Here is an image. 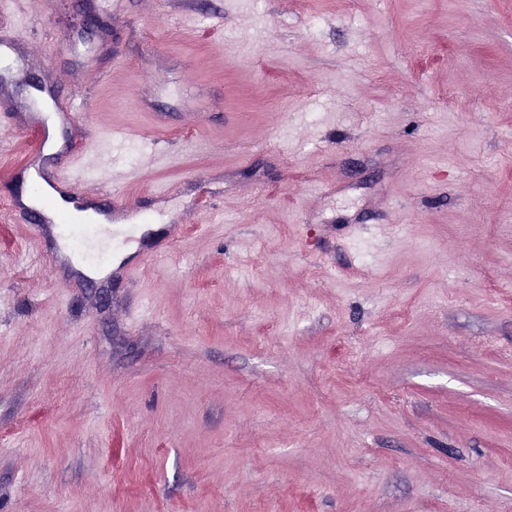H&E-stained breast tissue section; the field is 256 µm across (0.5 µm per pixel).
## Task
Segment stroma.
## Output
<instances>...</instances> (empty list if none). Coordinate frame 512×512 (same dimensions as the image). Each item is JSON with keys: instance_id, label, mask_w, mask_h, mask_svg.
Listing matches in <instances>:
<instances>
[{"instance_id": "stroma-1", "label": "stroma", "mask_w": 512, "mask_h": 512, "mask_svg": "<svg viewBox=\"0 0 512 512\" xmlns=\"http://www.w3.org/2000/svg\"><path fill=\"white\" fill-rule=\"evenodd\" d=\"M64 3L21 62L91 118L0 111V512H512V0ZM94 124L158 243L104 297L10 206ZM44 101L45 96L43 95V91H39V93L33 95L28 101V112L25 114L27 125L29 127H35L42 130L43 137L46 135V131L48 134L50 131H52L54 134H62L65 132L68 128V125L71 123L73 115H88L87 108H80L76 105L72 107V110L75 112H71L69 115H52L50 113L43 112L42 105Z\"/></svg>"}]
</instances>
